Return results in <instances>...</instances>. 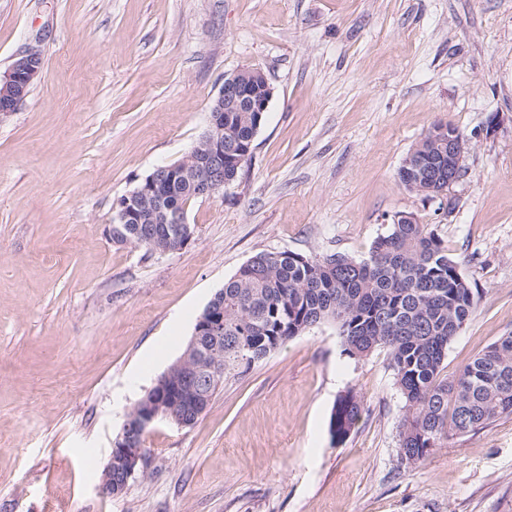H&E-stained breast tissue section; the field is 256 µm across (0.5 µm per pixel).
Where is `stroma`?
<instances>
[{
	"label": "stroma",
	"instance_id": "1",
	"mask_svg": "<svg viewBox=\"0 0 512 512\" xmlns=\"http://www.w3.org/2000/svg\"><path fill=\"white\" fill-rule=\"evenodd\" d=\"M32 43L43 71L0 120V512H512V415L407 464L387 351L348 357L331 324L195 424L155 422L147 469L98 493L127 414L257 253L361 259L410 213L480 294L442 378L512 333V0H0V75ZM246 67L268 112L233 185L190 203L189 244L112 243L114 201L187 153ZM440 121L464 171L427 198L397 173ZM348 392L364 411L336 442ZM362 412L361 401L354 394L348 392L339 396L329 419V431L333 440L344 441L360 421Z\"/></svg>",
	"mask_w": 512,
	"mask_h": 512
}]
</instances>
